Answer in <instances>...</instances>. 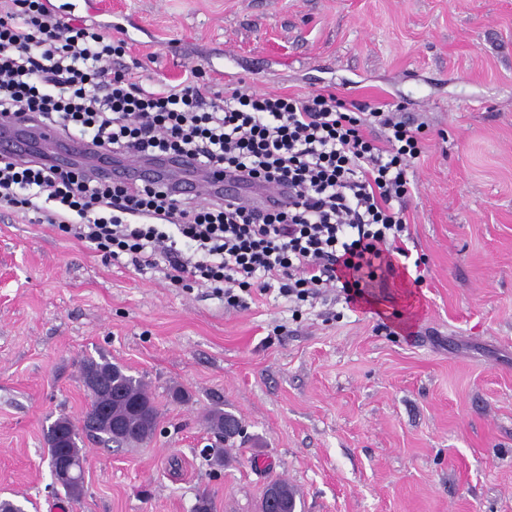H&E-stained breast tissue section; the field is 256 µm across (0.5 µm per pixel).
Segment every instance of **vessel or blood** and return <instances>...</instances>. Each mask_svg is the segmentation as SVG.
<instances>
[{
	"instance_id": "b4317fda",
	"label": "vessel or blood",
	"mask_w": 512,
	"mask_h": 512,
	"mask_svg": "<svg viewBox=\"0 0 512 512\" xmlns=\"http://www.w3.org/2000/svg\"><path fill=\"white\" fill-rule=\"evenodd\" d=\"M0 153L31 157L43 164L63 168L88 164L95 176L102 180L131 184L162 182L190 195L217 201L240 200L263 207L288 200L285 190L249 186L238 174L221 168L199 167L188 156L110 155L80 139L64 137L57 127L42 123H0Z\"/></svg>"
}]
</instances>
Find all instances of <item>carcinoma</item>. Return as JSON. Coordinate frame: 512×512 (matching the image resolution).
I'll return each mask as SVG.
<instances>
[{"instance_id":"cac0c4a2","label":"carcinoma","mask_w":512,"mask_h":512,"mask_svg":"<svg viewBox=\"0 0 512 512\" xmlns=\"http://www.w3.org/2000/svg\"><path fill=\"white\" fill-rule=\"evenodd\" d=\"M83 384L90 403L83 412L92 422L88 429L80 427L70 416L61 414L44 433L49 456L58 455L66 448L72 455L83 456L85 442L109 443L135 447L148 441L154 434L159 410L142 379L124 372L106 356L85 357L80 362ZM208 428L222 435L236 427L237 418L220 408L207 415ZM281 512H294L296 490L285 481H278Z\"/></svg>"}]
</instances>
